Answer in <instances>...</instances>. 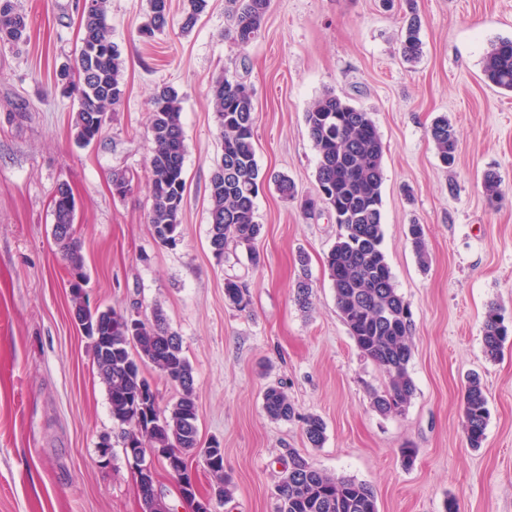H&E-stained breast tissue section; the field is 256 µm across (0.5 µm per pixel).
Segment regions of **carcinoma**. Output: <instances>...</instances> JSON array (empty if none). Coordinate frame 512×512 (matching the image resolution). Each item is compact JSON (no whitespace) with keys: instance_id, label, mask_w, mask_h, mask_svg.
I'll return each mask as SVG.
<instances>
[{"instance_id":"cac0c4a2","label":"carcinoma","mask_w":512,"mask_h":512,"mask_svg":"<svg viewBox=\"0 0 512 512\" xmlns=\"http://www.w3.org/2000/svg\"><path fill=\"white\" fill-rule=\"evenodd\" d=\"M206 2L186 0L182 29L195 26ZM109 3L82 0L78 6L79 43L57 77L63 93L77 98L75 138L83 145L98 138L126 91L121 52L108 33ZM232 5L234 39L247 47L259 34L270 0H232ZM168 25V0H148L142 33L152 37ZM27 28V17L16 0H0V45L19 47L27 40ZM399 51L408 62L421 56L420 24L415 16L408 20ZM482 73L491 85L512 93L511 39L490 43ZM244 87L242 79L227 72L211 85L222 155L209 186V237L213 253L220 259L231 242L252 250L261 233V225L255 221V200L264 181L254 144L256 107ZM151 106L148 168L152 206L147 223L155 241L175 246L181 237L180 215L187 189L181 99L174 87L163 84L155 89ZM305 122L319 163L316 195L303 199L300 209L308 216L323 205L344 228L326 257L339 316L360 354L387 373L384 388L371 393L372 407L381 415L401 414L415 392L408 372L414 350L413 320L409 304L395 288L382 250L383 143L371 114L333 92L314 100ZM428 136L440 163L452 167L459 142L453 123L446 116L435 118ZM482 188L489 206L501 202V179L496 172L484 174ZM53 216L52 235L70 268L73 319L80 321L85 335L92 339L93 361L108 391L112 420L120 426L118 438L125 459L138 448L164 449L157 462L174 478L184 480L182 490L193 498L195 512H215L212 501L195 497L192 461L202 459L214 478L215 497L223 500L231 494L224 452L216 439L208 448L199 447L195 377L183 353L181 336L171 330L159 306L152 309L151 316L138 319L127 311L90 308L83 292L87 281L84 258L74 237L75 197L66 183L59 185L54 195ZM409 237L419 264L426 265L423 225H409ZM224 296L235 308L249 303L246 288L232 279L224 282ZM312 296V283L305 276L296 284L295 299L307 309ZM508 337L504 317L496 308H489L483 328L485 356L497 359ZM148 366L179 389L177 400L165 409L159 405L155 384L145 375ZM263 408L274 421H291L296 415L293 403L276 385L265 389ZM461 418L469 446L482 447L489 408L478 377L465 385ZM303 424L308 443L321 446L326 430L322 418L308 415ZM287 455L274 512H378L375 492L368 484L329 475L291 448ZM141 499L144 512H168V504L152 485L141 487Z\"/></svg>"}]
</instances>
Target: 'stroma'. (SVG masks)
Returning a JSON list of instances; mask_svg holds the SVG:
<instances>
[{"mask_svg":"<svg viewBox=\"0 0 512 512\" xmlns=\"http://www.w3.org/2000/svg\"><path fill=\"white\" fill-rule=\"evenodd\" d=\"M28 41L0 48V512H143L121 447L100 467L102 436H115L108 394L90 340L71 314L69 271L51 235V200L68 183L75 237L91 304L150 313L161 306L194 370L202 442L219 440L230 499L217 512H273L287 449L317 469L370 485L379 512H512V338L497 360L483 353V319L496 306L512 323V95L487 85L482 58L512 39V0H415L423 54L397 51L405 2L271 0L258 37L230 39L226 0H207L182 31L184 0H170V25L146 38L147 0H111L110 38L124 61L125 98L90 146L75 141L76 98L57 72L78 32L77 0H17ZM240 74L256 105V156L266 181L256 200L259 264L243 248L216 259L209 244V183L220 160L210 85ZM182 97L187 190L182 237L157 243L152 200L149 97L155 85ZM332 91L370 112L384 144L382 249L413 314L415 393L404 413L381 415L370 393L383 368L357 351L336 307L324 260L340 233L328 212L304 218L317 153L308 106ZM448 115L459 132L453 169L443 168L427 130ZM502 180L490 208L481 180ZM133 173L131 192L112 193V174ZM295 184L282 196L277 175ZM424 225L429 264L420 267L410 224ZM309 277L313 306L294 297ZM244 284L249 305L224 298ZM481 377L490 417L482 448L469 447L460 393ZM281 383L299 414L271 421L267 384ZM326 424L311 447L302 416ZM414 451L405 461L403 449Z\"/></svg>","mask_w":512,"mask_h":512,"instance_id":"stroma-1","label":"stroma"}]
</instances>
